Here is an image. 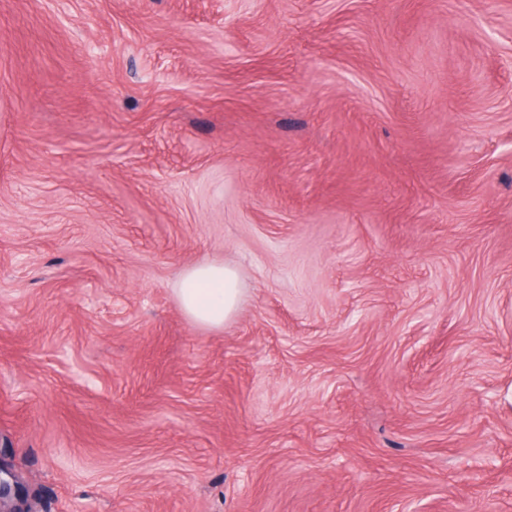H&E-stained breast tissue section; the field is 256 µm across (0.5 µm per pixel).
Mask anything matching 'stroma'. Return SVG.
Listing matches in <instances>:
<instances>
[{
  "instance_id": "stroma-1",
  "label": "stroma",
  "mask_w": 512,
  "mask_h": 512,
  "mask_svg": "<svg viewBox=\"0 0 512 512\" xmlns=\"http://www.w3.org/2000/svg\"><path fill=\"white\" fill-rule=\"evenodd\" d=\"M0 463L32 512H512V0H0ZM245 292L239 270L216 258L185 267L174 288L176 300L190 320L219 330L237 314Z\"/></svg>"
}]
</instances>
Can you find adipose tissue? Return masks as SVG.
Segmentation results:
<instances>
[{
    "label": "adipose tissue",
    "instance_id": "1",
    "mask_svg": "<svg viewBox=\"0 0 512 512\" xmlns=\"http://www.w3.org/2000/svg\"><path fill=\"white\" fill-rule=\"evenodd\" d=\"M174 293L190 320L219 330L237 314L245 298L239 270L216 258H205L185 267Z\"/></svg>",
    "mask_w": 512,
    "mask_h": 512
}]
</instances>
